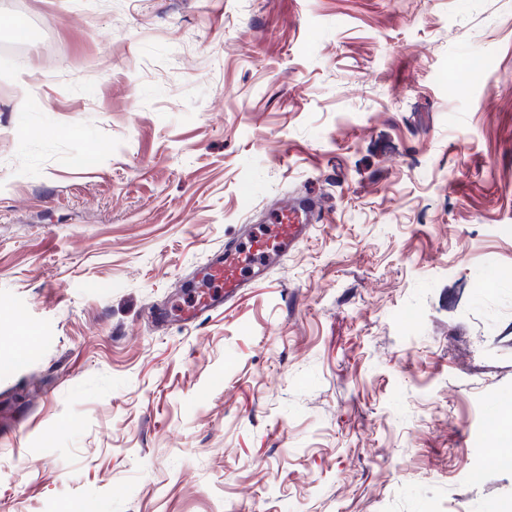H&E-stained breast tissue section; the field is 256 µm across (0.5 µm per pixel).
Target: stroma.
I'll return each mask as SVG.
<instances>
[{
  "label": "stroma",
  "mask_w": 512,
  "mask_h": 512,
  "mask_svg": "<svg viewBox=\"0 0 512 512\" xmlns=\"http://www.w3.org/2000/svg\"><path fill=\"white\" fill-rule=\"evenodd\" d=\"M19 16L0 512L512 500L481 455L512 402V0H0ZM305 195L324 219L282 267L155 321Z\"/></svg>",
  "instance_id": "35a3bbf8"
}]
</instances>
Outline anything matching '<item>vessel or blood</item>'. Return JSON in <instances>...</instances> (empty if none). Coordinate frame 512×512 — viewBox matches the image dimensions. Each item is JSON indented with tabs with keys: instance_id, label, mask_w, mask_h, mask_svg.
<instances>
[{
	"instance_id": "b4317fda",
	"label": "vessel or blood",
	"mask_w": 512,
	"mask_h": 512,
	"mask_svg": "<svg viewBox=\"0 0 512 512\" xmlns=\"http://www.w3.org/2000/svg\"><path fill=\"white\" fill-rule=\"evenodd\" d=\"M318 214L314 199L301 198L278 207L270 223L250 227L243 237L226 242L223 253L202 268L191 300L176 311L178 318L192 325L236 300L251 280L281 265L309 236Z\"/></svg>"
}]
</instances>
